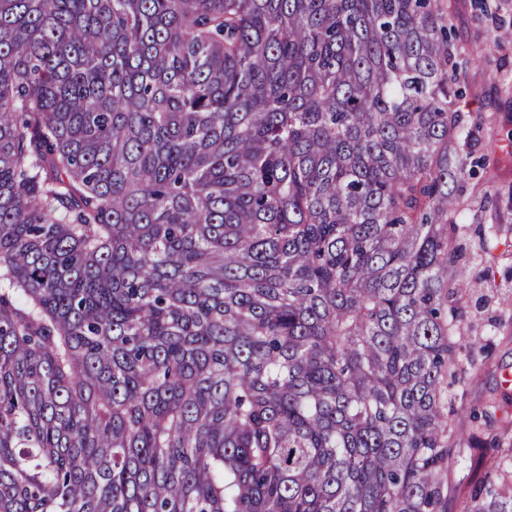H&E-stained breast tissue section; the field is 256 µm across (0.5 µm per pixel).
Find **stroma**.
Segmentation results:
<instances>
[{
  "mask_svg": "<svg viewBox=\"0 0 512 512\" xmlns=\"http://www.w3.org/2000/svg\"><path fill=\"white\" fill-rule=\"evenodd\" d=\"M451 26L465 60L461 80L469 89L457 108L466 122L480 123L471 148L489 157L484 170L460 179L455 221L491 227L496 242L488 255L471 249L472 260L460 275V334L471 360L448 422L460 439L451 479L465 495L474 486L468 462L480 453L482 440L495 437L512 444V389L501 384L503 370L512 369V172L490 150L512 113V0H454ZM490 401L496 409L488 418L469 419L470 408Z\"/></svg>",
  "mask_w": 512,
  "mask_h": 512,
  "instance_id": "35a3bbf8",
  "label": "stroma"
}]
</instances>
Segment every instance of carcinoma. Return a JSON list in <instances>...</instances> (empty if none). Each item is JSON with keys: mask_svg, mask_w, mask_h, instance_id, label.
<instances>
[{"mask_svg": "<svg viewBox=\"0 0 512 512\" xmlns=\"http://www.w3.org/2000/svg\"><path fill=\"white\" fill-rule=\"evenodd\" d=\"M451 0H0V512L459 500Z\"/></svg>", "mask_w": 512, "mask_h": 512, "instance_id": "cac0c4a2", "label": "carcinoma"}]
</instances>
